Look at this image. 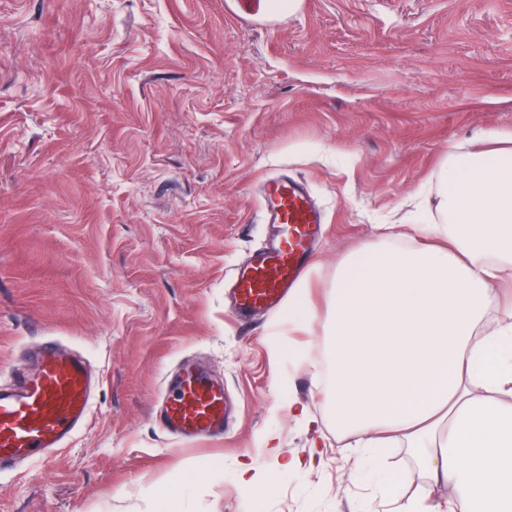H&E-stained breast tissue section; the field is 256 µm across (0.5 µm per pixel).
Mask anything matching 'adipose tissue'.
I'll list each match as a JSON object with an SVG mask.
<instances>
[{
	"mask_svg": "<svg viewBox=\"0 0 512 512\" xmlns=\"http://www.w3.org/2000/svg\"><path fill=\"white\" fill-rule=\"evenodd\" d=\"M453 151L436 173V246L350 254L324 326L337 431L367 457L394 442L451 484L448 512H512V322L488 318L512 288V135Z\"/></svg>",
	"mask_w": 512,
	"mask_h": 512,
	"instance_id": "1",
	"label": "adipose tissue"
}]
</instances>
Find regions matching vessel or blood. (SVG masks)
<instances>
[{"instance_id":"vessel-or-blood-1","label":"vessel or blood","mask_w":512,"mask_h":512,"mask_svg":"<svg viewBox=\"0 0 512 512\" xmlns=\"http://www.w3.org/2000/svg\"><path fill=\"white\" fill-rule=\"evenodd\" d=\"M262 218L275 235L235 276L242 315L279 306L304 272L325 222L305 185L278 175L261 188ZM97 378L85 359L58 342L42 343L31 371L0 383V470L47 460L86 423ZM163 428L185 441L223 436L224 388L197 363H185L160 411Z\"/></svg>"}]
</instances>
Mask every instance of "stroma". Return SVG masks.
<instances>
[{
    "instance_id": "1",
    "label": "stroma",
    "mask_w": 512,
    "mask_h": 512,
    "mask_svg": "<svg viewBox=\"0 0 512 512\" xmlns=\"http://www.w3.org/2000/svg\"><path fill=\"white\" fill-rule=\"evenodd\" d=\"M489 128L512 132V0H302L264 27L236 0H0V375L53 338L100 376L68 446L0 472V512H155L161 491L181 512H244L246 461L263 512H383L320 383L336 269L383 225L428 221L436 171ZM274 174L326 213L315 316L243 325L226 297L268 234ZM275 331L306 362L273 358ZM189 358L238 405L223 439L157 419ZM271 434L310 465L280 469ZM377 466L404 497L454 494L410 449ZM253 471L252 467L248 464H242L240 468V481L241 483L250 489H253V494L250 497L248 510L249 512H261L262 501L265 497L266 488L262 484H256L254 476L251 474Z\"/></svg>"
}]
</instances>
